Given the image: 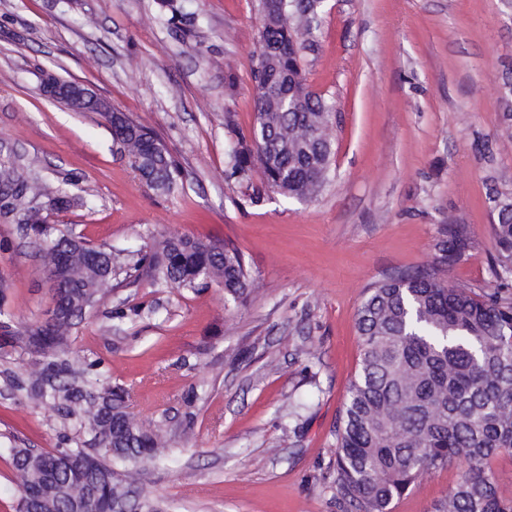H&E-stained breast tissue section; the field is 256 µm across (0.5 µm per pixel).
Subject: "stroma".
Here are the masks:
<instances>
[{"label": "stroma", "mask_w": 512, "mask_h": 512, "mask_svg": "<svg viewBox=\"0 0 512 512\" xmlns=\"http://www.w3.org/2000/svg\"><path fill=\"white\" fill-rule=\"evenodd\" d=\"M196 25L167 26L157 0H0V162L81 203L50 223L127 256L172 234L235 245L254 279L247 301L148 276L112 287L73 329V362L97 360L126 388L136 424L168 442L147 475L167 512H336L322 476L360 363L355 314L369 284L432 267L443 225L471 247L440 276L497 287L487 184L512 194V133L501 76L512 67V14L501 0H323L309 83L339 114L330 179L314 202L243 200L225 181L237 133L253 121L256 0H177ZM51 72L93 88L151 128L182 178L149 188L117 151L108 121L41 93ZM15 213L0 212V276L16 320L49 305L44 261ZM35 357L0 359V512H16L9 449L51 451V404L12 386ZM466 462L424 475L394 512H434Z\"/></svg>", "instance_id": "1"}]
</instances>
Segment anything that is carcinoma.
<instances>
[{
	"label": "carcinoma",
	"mask_w": 512,
	"mask_h": 512,
	"mask_svg": "<svg viewBox=\"0 0 512 512\" xmlns=\"http://www.w3.org/2000/svg\"><path fill=\"white\" fill-rule=\"evenodd\" d=\"M310 35L304 14L289 4L261 24L251 67L258 140L239 139L225 169L253 205L273 193L311 201L327 182L333 106L308 91L299 51ZM278 46L283 53L272 62L267 50ZM112 139L149 187L165 193L176 186L181 170L150 128L114 111ZM257 164L262 177L256 181ZM487 196L497 215L498 265L512 275V195L490 184ZM39 197L46 198L42 210L30 206ZM73 204L67 192L29 180L12 163L0 165V207L26 211L27 234L42 251L72 254L62 271L66 287L53 296L62 307L54 329L15 322L0 282V358H42L41 368L15 377L13 385L32 399L51 398L74 431L72 438L63 436L72 446L53 452L15 447L10 463L21 478L20 494L45 490L42 512H71L84 498L85 488L72 486L63 468L65 460L80 456L92 460L93 481L103 484L112 502L125 501L134 489L138 512H165L144 487L134 488V476L165 456L159 434L124 424L126 389L99 385L98 362H86L81 376H74L70 333L99 306L102 278H136L145 269L157 282L196 291L209 284L199 271L215 268L222 271L227 304L246 301L253 278L238 249L187 235H171L157 250L124 264L110 250L77 242L43 214ZM435 248L441 266L458 263L470 248L467 225H443ZM78 250L94 255L92 264ZM356 329L359 369L336 424L326 475L339 512H393L424 474L460 459L469 468L435 512H512V500L499 495L489 468L499 454L512 455V297L499 288L478 295L450 288L427 268L399 269L365 288Z\"/></svg>",
	"instance_id": "cac0c4a2"
}]
</instances>
